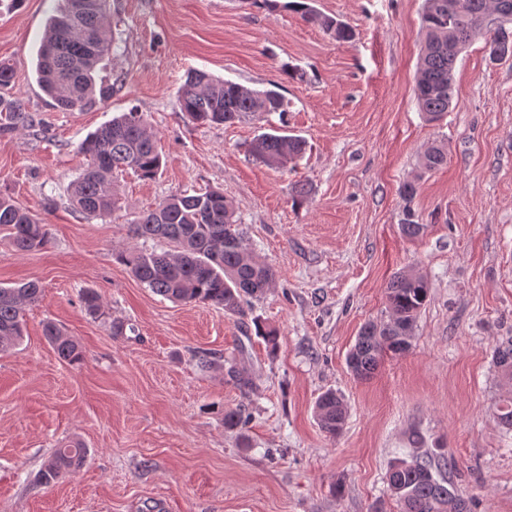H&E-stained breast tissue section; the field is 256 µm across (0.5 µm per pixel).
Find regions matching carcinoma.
<instances>
[{"label":"carcinoma","mask_w":512,"mask_h":512,"mask_svg":"<svg viewBox=\"0 0 512 512\" xmlns=\"http://www.w3.org/2000/svg\"><path fill=\"white\" fill-rule=\"evenodd\" d=\"M70 2L58 4L36 63L39 85L62 112L83 111L108 100L120 82L118 77L111 84L98 81L100 64L112 50L107 2L95 0L92 10L83 15L73 14ZM292 7L337 41L352 39L345 24L314 11L303 0H293ZM422 31L415 96L420 111L436 122L452 109L456 61L472 37L482 32L488 36L491 61L512 58V0H425ZM178 106L200 125L231 124L250 115L285 111L276 85L260 91L200 70L187 75L178 92ZM4 112L0 131L28 120L20 101L8 104ZM306 146L299 136L263 133L250 143V151L271 167L286 168L296 164ZM80 150L88 163L71 186L70 202L90 217H105L119 209V175L131 171L151 180L162 164L156 137L134 107L88 136ZM447 161L444 146H431L421 156L420 166L430 172ZM400 230L408 238H417L425 225L407 207ZM129 232L136 238H164L174 244L170 251H128L120 259L153 293L175 301L210 303L224 308L226 314L243 317L247 298L262 295L276 278L273 268L245 247L233 204L217 188L173 194L133 220ZM0 238L22 252L40 251L49 243L46 224L4 193H0ZM41 296L42 288L35 282L0 287V351L22 340L23 307ZM386 297L388 319L362 326L347 355L348 368L359 379L370 378L387 354L409 350L417 317L430 297V284L420 275L400 271L390 280ZM44 336L62 361L75 364L83 359L79 344L55 324H46ZM493 360L512 381V337L499 342ZM227 376L244 392L252 388V379L234 363L227 368ZM346 415L341 397L332 390L316 401L318 425L330 437L342 432ZM422 442L421 434L412 432L411 452L391 462L387 472L400 512H471L469 502L450 488L446 476L456 470L455 459L442 450H421ZM84 456L85 449L78 443L58 449L45 465L42 481H58Z\"/></svg>","instance_id":"carcinoma-1"}]
</instances>
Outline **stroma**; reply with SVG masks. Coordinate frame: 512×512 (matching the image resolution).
<instances>
[{"mask_svg":"<svg viewBox=\"0 0 512 512\" xmlns=\"http://www.w3.org/2000/svg\"><path fill=\"white\" fill-rule=\"evenodd\" d=\"M345 23L336 41L289 0H109L113 51L101 65L121 89L87 111L54 109L34 61L57 0H0V61L14 67L0 99L21 101L29 124L0 133V192L46 223L50 242L21 253L0 241V286L33 281L25 335L0 352V512H397L386 482L411 431L443 442L456 492L472 512H512V431L496 407L512 388L493 363L512 336V60L490 62L475 37L455 66L447 117L427 121L413 94L425 0H311ZM252 89L278 84L284 113L198 125L180 112L187 71ZM137 108L154 131V179L126 175L106 218L73 210L69 187L86 164L88 134ZM308 143L294 169L248 147L274 128ZM448 150L433 172L430 146ZM422 236L404 237L403 182ZM311 188L294 200L291 187ZM222 189L247 247L277 272L244 317L175 303L119 259L167 242L128 226L169 195ZM411 271L430 284L409 351L385 356L373 378L346 364L361 326L387 320L386 288ZM100 297L85 308L86 291ZM123 322L125 333L111 325ZM55 323L82 347L61 362L43 335ZM276 329L269 351L256 325ZM208 352L209 369L197 365ZM254 381L242 394L229 362ZM347 406L341 434L314 418L327 389ZM246 406L242 430L225 411ZM79 443L84 464L45 485L55 449Z\"/></svg>","mask_w":512,"mask_h":512,"instance_id":"stroma-1","label":"stroma"}]
</instances>
